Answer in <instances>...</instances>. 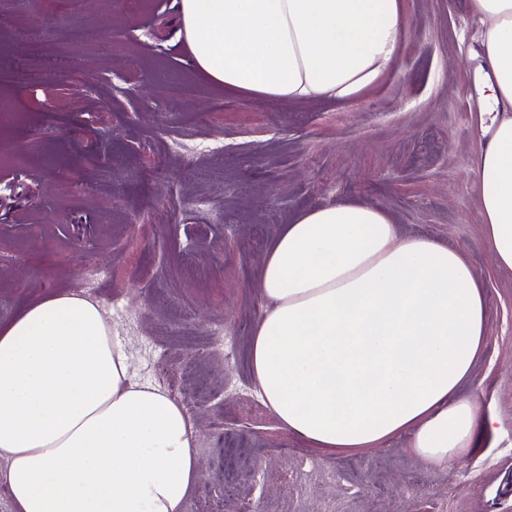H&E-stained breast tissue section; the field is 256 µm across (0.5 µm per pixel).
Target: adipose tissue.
<instances>
[{"mask_svg": "<svg viewBox=\"0 0 512 512\" xmlns=\"http://www.w3.org/2000/svg\"><path fill=\"white\" fill-rule=\"evenodd\" d=\"M469 8L492 116L474 181L481 235L512 270V0ZM178 24L214 85L285 103L358 95L409 34L401 0H179ZM258 287L251 368L285 430L349 451L406 434L427 465L492 430L479 398L456 396L488 334L462 251L398 238L374 204L317 205L283 226ZM199 470L182 405L134 381L96 302L54 291L0 324V483L14 512H183Z\"/></svg>", "mask_w": 512, "mask_h": 512, "instance_id": "adipose-tissue-1", "label": "adipose tissue"}]
</instances>
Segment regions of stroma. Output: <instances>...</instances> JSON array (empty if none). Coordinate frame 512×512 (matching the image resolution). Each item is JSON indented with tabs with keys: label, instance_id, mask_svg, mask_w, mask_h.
Here are the masks:
<instances>
[{
	"label": "stroma",
	"instance_id": "1",
	"mask_svg": "<svg viewBox=\"0 0 512 512\" xmlns=\"http://www.w3.org/2000/svg\"><path fill=\"white\" fill-rule=\"evenodd\" d=\"M410 34L359 96L253 102L188 63L178 0H0V323L60 290L98 303L131 371L197 425V490L224 512H512V270L481 237L474 176L489 136L467 0H402ZM374 203L400 236L465 253L488 338L460 397L494 430L423 465L409 438L343 453L283 429L256 392V282L282 224ZM248 462L225 480L209 442Z\"/></svg>",
	"mask_w": 512,
	"mask_h": 512
}]
</instances>
